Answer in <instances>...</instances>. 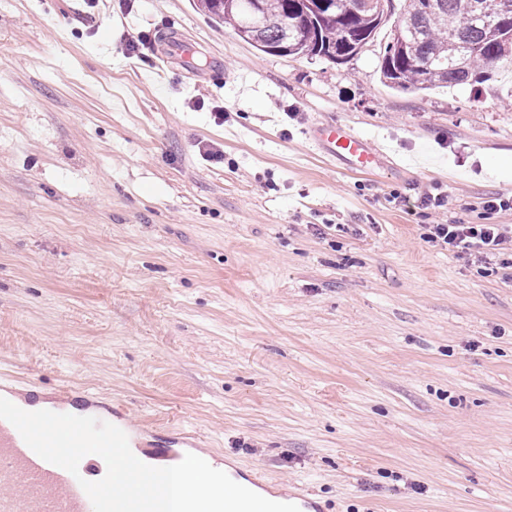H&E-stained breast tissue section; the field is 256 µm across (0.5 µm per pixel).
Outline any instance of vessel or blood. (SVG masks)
I'll return each mask as SVG.
<instances>
[{
	"label": "vessel or blood",
	"mask_w": 512,
	"mask_h": 512,
	"mask_svg": "<svg viewBox=\"0 0 512 512\" xmlns=\"http://www.w3.org/2000/svg\"><path fill=\"white\" fill-rule=\"evenodd\" d=\"M311 139L329 158L354 171L371 170L378 158L366 139L338 122L318 125ZM56 396L74 401L82 415L111 423L125 433L143 430L127 410L109 400L75 396L67 388L58 390ZM92 461V456H85L78 474H71L39 457L11 423L0 419V512H93L79 484L80 479L91 477Z\"/></svg>",
	"instance_id": "vessel-or-blood-1"
}]
</instances>
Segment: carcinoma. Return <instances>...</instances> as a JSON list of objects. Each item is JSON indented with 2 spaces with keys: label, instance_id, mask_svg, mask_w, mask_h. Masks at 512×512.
<instances>
[{
  "label": "carcinoma",
  "instance_id": "carcinoma-1",
  "mask_svg": "<svg viewBox=\"0 0 512 512\" xmlns=\"http://www.w3.org/2000/svg\"><path fill=\"white\" fill-rule=\"evenodd\" d=\"M201 9L239 39L265 54L285 44L293 55L336 60L354 57L381 27L358 0H262L261 26L243 33L245 5L226 8L224 0H199ZM401 20L391 30L380 60L383 83L398 91L427 90L469 82L500 63L512 65V25L493 33L475 19L481 0H400ZM410 43L405 54L393 50L396 38Z\"/></svg>",
  "mask_w": 512,
  "mask_h": 512
}]
</instances>
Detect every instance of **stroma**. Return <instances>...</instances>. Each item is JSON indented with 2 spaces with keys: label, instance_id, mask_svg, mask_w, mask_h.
Returning a JSON list of instances; mask_svg holds the SVG:
<instances>
[{
  "label": "stroma",
  "instance_id": "stroma-1",
  "mask_svg": "<svg viewBox=\"0 0 512 512\" xmlns=\"http://www.w3.org/2000/svg\"><path fill=\"white\" fill-rule=\"evenodd\" d=\"M109 4L0 0V373L122 404L141 453L202 435L324 512H512V279L426 242L417 200L512 225L483 208L512 192V69L398 92L383 30L335 64L197 0ZM328 122L387 158L328 162Z\"/></svg>",
  "mask_w": 512,
  "mask_h": 512
}]
</instances>
